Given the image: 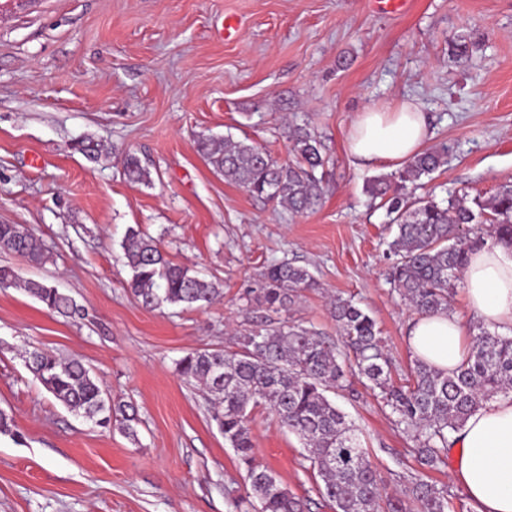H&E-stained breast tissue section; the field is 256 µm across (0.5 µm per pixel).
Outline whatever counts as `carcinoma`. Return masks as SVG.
Returning a JSON list of instances; mask_svg holds the SVG:
<instances>
[{"label":"carcinoma","mask_w":512,"mask_h":512,"mask_svg":"<svg viewBox=\"0 0 512 512\" xmlns=\"http://www.w3.org/2000/svg\"><path fill=\"white\" fill-rule=\"evenodd\" d=\"M451 47L458 56L469 55L475 47L471 31L456 34ZM288 139L293 160L287 163L273 159L254 143L228 138L202 140L199 150L215 171L251 196L302 213L320 198L321 179L316 171L326 160L321 140L307 126L289 128ZM75 149L95 161L109 146L85 138ZM447 157L444 145L420 152L408 160L401 180L429 177L447 163ZM124 171L135 181L146 176L132 154L124 159ZM370 193L381 199L397 227L388 246L393 257L390 282L419 315L448 313L468 253L481 242L468 238L465 226L487 220L497 241L512 244V185L485 202L476 201L473 208L453 194L439 202L432 196L408 197L402 187L392 190L382 179L372 183ZM0 247L33 264L50 259L18 224H0ZM123 249L130 289L146 308L204 307L220 294L214 282L170 260L137 228H128ZM20 283L53 313L79 312L74 300L58 289L34 280L22 283L12 268L0 267V288ZM259 284L247 301L278 312L289 309L315 281L307 269L278 262L260 272ZM331 314L341 331V348L313 328L286 321L258 324L238 337V349L191 351L177 362V372L209 396L213 419L246 467L251 494L260 503L258 512H311L314 504L311 498L292 494L267 467L256 463L248 408L258 406L269 407L282 427L304 441L302 457L322 480L319 496L336 512H407L403 500L383 494L367 449L327 393L351 388L356 377L365 380L371 390L379 391L398 424L416 442L412 452L421 469L439 470L447 466L454 434L468 418L494 397L512 393V335L481 326L472 336L470 355L457 370L448 374L421 361L415 365L412 382L397 385L374 318L341 297L331 303ZM25 364L33 379L57 400L98 424H110L115 410L125 420H134L123 406L114 409L103 398L96 378L81 360H62L33 349L26 352ZM405 496L417 512H455L448 490L420 475L409 479Z\"/></svg>","instance_id":"carcinoma-1"}]
</instances>
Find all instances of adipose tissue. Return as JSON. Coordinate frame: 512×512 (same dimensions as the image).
<instances>
[{"label":"adipose tissue","mask_w":512,"mask_h":512,"mask_svg":"<svg viewBox=\"0 0 512 512\" xmlns=\"http://www.w3.org/2000/svg\"><path fill=\"white\" fill-rule=\"evenodd\" d=\"M429 136L425 112L412 102L371 106L351 123L346 145L355 161L399 164L418 154ZM463 290L484 323L512 329V246L488 243L470 252ZM413 358L451 372L468 357L472 341L455 314L416 316L409 331ZM461 450L453 473L475 512H512V394L485 404L457 434Z\"/></svg>","instance_id":"ef3b65f1"}]
</instances>
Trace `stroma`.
I'll return each mask as SVG.
<instances>
[{
	"label": "stroma",
	"mask_w": 512,
	"mask_h": 512,
	"mask_svg": "<svg viewBox=\"0 0 512 512\" xmlns=\"http://www.w3.org/2000/svg\"><path fill=\"white\" fill-rule=\"evenodd\" d=\"M236 33L227 36L225 25ZM482 42L468 58L452 36ZM419 103L429 145L448 163L407 183L413 196L485 200L512 184V0H0V224H19L49 252L41 266L0 249V266L53 285L80 314L49 313L0 288V512H229L250 491L210 405L176 370L187 352L233 347L264 317L339 339L330 300L353 299L376 320L404 383L413 310L388 281L396 227L366 191L404 165H359L346 133L367 106ZM324 144L323 193L302 215L252 197L197 151L232 136L289 159L288 127ZM85 138L112 152L88 161ZM134 153L147 178L133 183ZM222 291L202 308H145L130 293L128 228ZM307 268L314 288L287 314L247 303L267 264ZM79 357L113 402L100 427L68 410L24 366L25 350ZM331 400L361 434L387 490L417 472L412 441L361 382ZM254 456L299 497L317 498L299 437L265 406L251 410Z\"/></svg>",
	"instance_id": "1"
}]
</instances>
